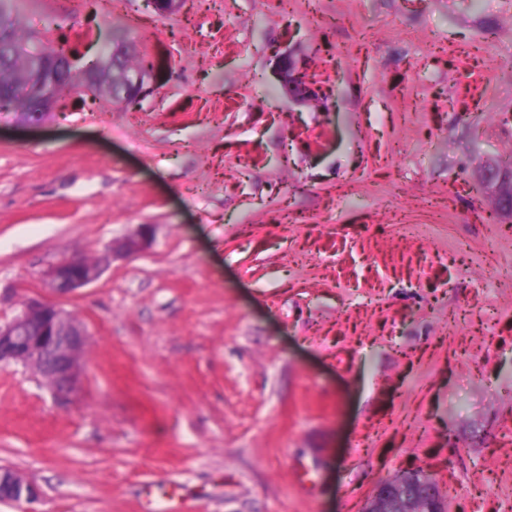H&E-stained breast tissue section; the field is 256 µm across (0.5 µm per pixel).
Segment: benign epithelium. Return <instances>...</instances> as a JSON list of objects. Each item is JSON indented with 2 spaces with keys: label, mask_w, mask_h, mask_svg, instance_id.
Here are the masks:
<instances>
[{
  "label": "benign epithelium",
  "mask_w": 512,
  "mask_h": 512,
  "mask_svg": "<svg viewBox=\"0 0 512 512\" xmlns=\"http://www.w3.org/2000/svg\"><path fill=\"white\" fill-rule=\"evenodd\" d=\"M287 94L303 102L315 99L316 78L297 67L291 55L276 54ZM63 70L77 82L83 79L87 67L77 65L76 52L64 56ZM152 71H135L127 78L132 100L146 95ZM482 185L495 199H512V173L484 170ZM147 230L136 237L111 247L115 255L137 252L147 244ZM101 267L84 258H70L52 265L45 275L44 285L54 299L41 296L26 298L14 315L0 319V366L20 364L41 376L53 395L71 400L82 390V358L89 333L64 308V302L78 291L96 282ZM36 500L31 482L14 470H0V501L15 503ZM363 512H448L447 502L435 479L423 471H408L383 483L368 500Z\"/></svg>",
  "instance_id": "obj_1"
}]
</instances>
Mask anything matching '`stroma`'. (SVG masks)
Listing matches in <instances>:
<instances>
[{"label": "stroma", "mask_w": 512, "mask_h": 512, "mask_svg": "<svg viewBox=\"0 0 512 512\" xmlns=\"http://www.w3.org/2000/svg\"><path fill=\"white\" fill-rule=\"evenodd\" d=\"M166 70L138 105L0 112V315L81 257L57 405L0 368V469L35 512H361L406 470L512 512V0H17ZM322 81L292 101L277 49ZM149 228L148 247L111 256ZM484 189L495 197V200L512 199V173L493 168L482 172ZM36 500V490L31 482L14 470H0V501L15 503Z\"/></svg>", "instance_id": "stroma-1"}]
</instances>
